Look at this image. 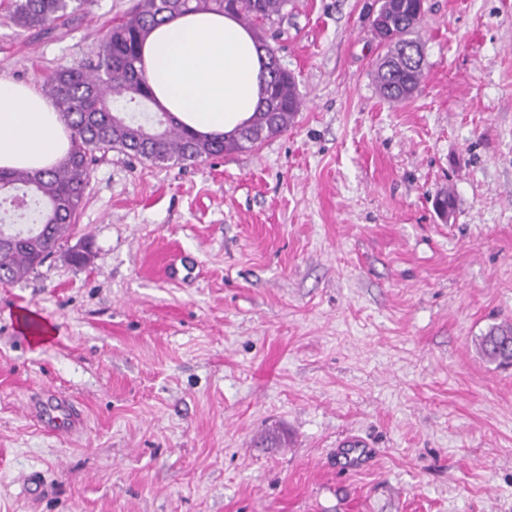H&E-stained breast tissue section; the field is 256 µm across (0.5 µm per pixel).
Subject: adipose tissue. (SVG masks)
Listing matches in <instances>:
<instances>
[{
  "label": "adipose tissue",
  "instance_id": "adipose-tissue-1",
  "mask_svg": "<svg viewBox=\"0 0 512 512\" xmlns=\"http://www.w3.org/2000/svg\"><path fill=\"white\" fill-rule=\"evenodd\" d=\"M141 66L159 106L207 137L248 121L263 95L261 53L232 15L176 17L149 35ZM69 146L70 131L53 100L0 78V169L50 168Z\"/></svg>",
  "mask_w": 512,
  "mask_h": 512
}]
</instances>
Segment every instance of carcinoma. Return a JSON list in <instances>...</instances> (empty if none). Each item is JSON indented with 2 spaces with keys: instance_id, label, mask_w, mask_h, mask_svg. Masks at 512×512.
<instances>
[{
  "instance_id": "obj_1",
  "label": "carcinoma",
  "mask_w": 512,
  "mask_h": 512,
  "mask_svg": "<svg viewBox=\"0 0 512 512\" xmlns=\"http://www.w3.org/2000/svg\"><path fill=\"white\" fill-rule=\"evenodd\" d=\"M89 0H12L13 20L25 30L63 26ZM290 0H137L132 11L107 31L96 59L83 65L61 66L44 84L72 130L71 148L56 166L35 174L0 170V196L29 222L25 230L0 224V282L25 279L58 252L74 227L96 154L116 151L156 165L202 162L227 152L251 150L288 130L302 108L295 80L272 64L275 50L266 44L262 28L279 17ZM219 11L235 15L254 32L265 53L262 97L253 117L233 133L206 138L179 123L162 109L150 111L154 96L140 51L159 25L187 12ZM421 0H381L375 21L385 27L387 52L375 67L381 95L403 102L417 91L425 66L416 28ZM482 356L499 367L512 359V324L491 326L479 338Z\"/></svg>"
}]
</instances>
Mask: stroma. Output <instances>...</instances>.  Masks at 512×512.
<instances>
[{"label":"stroma","mask_w":512,"mask_h":512,"mask_svg":"<svg viewBox=\"0 0 512 512\" xmlns=\"http://www.w3.org/2000/svg\"><path fill=\"white\" fill-rule=\"evenodd\" d=\"M373 3L290 0L265 26L304 100L287 131L97 159L61 252L0 283V512H512V367L477 346L512 322V0H425L400 103ZM9 4L0 77L39 89L134 0L41 31ZM53 394L70 431L33 416Z\"/></svg>","instance_id":"obj_1"}]
</instances>
